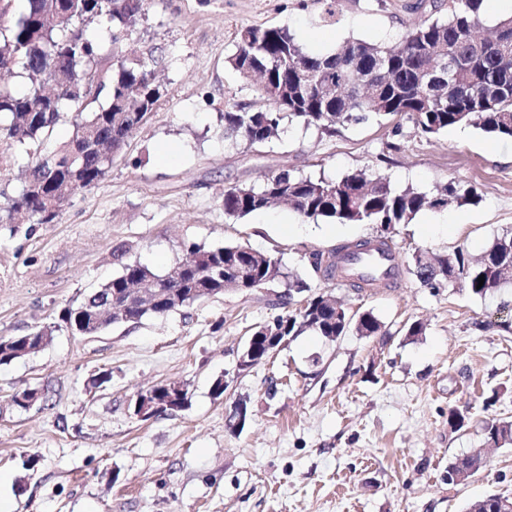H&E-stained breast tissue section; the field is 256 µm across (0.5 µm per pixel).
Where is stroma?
I'll list each match as a JSON object with an SVG mask.
<instances>
[{"label":"stroma","instance_id":"stroma-1","mask_svg":"<svg viewBox=\"0 0 512 512\" xmlns=\"http://www.w3.org/2000/svg\"><path fill=\"white\" fill-rule=\"evenodd\" d=\"M387 2L381 11L375 0H338L324 22L315 0H144L115 49L158 58L159 103L54 223L0 226V337L59 326L46 347L0 365V512H467L489 494L512 498V441L488 448L481 431L486 420H512V288L479 298L426 287L411 271L415 249L477 257L512 235V140L465 125L427 137L397 118L332 135L287 118L264 146L224 137L225 110L266 106L227 63L241 27H285L308 49L323 39L391 45L430 15L414 0ZM283 168L330 180L364 170L429 192L456 182L479 200L445 208L437 230L425 210L387 231L302 222L283 206L226 216V188ZM383 234L402 268L397 286L356 290L313 277L306 252ZM236 243L279 258L350 314L373 312L384 335L352 330L329 342L306 332L237 372L248 336L279 312L278 285L94 336L59 324L64 309L120 273L118 247L160 274L189 245ZM416 321L425 332L408 337ZM103 372L109 382L93 387ZM224 377L229 386L215 396ZM169 382L186 386L189 406L136 416L138 392ZM27 388L41 398L12 406ZM241 401L246 422L230 428ZM452 408L466 417L462 429L448 425ZM477 452L485 465L448 483L449 462Z\"/></svg>","mask_w":512,"mask_h":512}]
</instances>
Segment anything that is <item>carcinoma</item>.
Returning a JSON list of instances; mask_svg holds the SVG:
<instances>
[{
  "label": "carcinoma",
  "mask_w": 512,
  "mask_h": 512,
  "mask_svg": "<svg viewBox=\"0 0 512 512\" xmlns=\"http://www.w3.org/2000/svg\"><path fill=\"white\" fill-rule=\"evenodd\" d=\"M17 17L0 18V171L10 165L8 151L15 143L27 146L30 182L0 201V224H15L23 217L34 224H50L61 203L97 182L112 163V148L119 147L142 125L162 97L156 81L157 61L136 53L112 62L117 41L113 29L130 27L142 16L144 0H27ZM481 0H448L447 8L434 5L439 17L409 27L391 47L360 39L346 41L336 51L313 56L285 27L247 26L238 32L236 52L228 64L248 79L251 70L266 73L258 91L268 102L265 109L237 105L224 112V138L249 145H264L278 137L284 116L324 132L359 124L375 114L411 123L421 134L436 135L451 126L468 125L499 139H512V18L497 21L487 35L480 16ZM107 24L108 40L99 39L89 25ZM387 60L390 79L377 91V101L341 96L325 99L316 85L340 82L351 73H371ZM307 71L311 84L302 89L290 76V63ZM448 64L451 76L446 97L436 99L437 85L419 82L425 70L438 75ZM27 79L23 88L12 81L15 74ZM72 114L71 137L57 143L52 133L64 115ZM478 195L469 188L448 183L434 191L399 188L381 175L363 170L336 180L312 178L291 170L267 176L261 183L224 190V212L242 218L275 203L287 205L299 218L325 219L339 224H377L388 228L410 223L424 209L449 204H474ZM512 235L494 238L484 251L489 263L473 262L461 248L444 255L416 250L414 273L421 284L434 288L460 282L480 298L512 283L503 279L498 261L512 262ZM242 244L204 249L190 245L200 258L175 281L163 279L140 263L123 264L120 276L104 284L79 306L67 309L65 327L84 334L91 313H103L101 323L137 324L153 315L156 307L125 304L130 288H159L160 296H175L181 307L224 294V278L235 276L248 263L246 291L266 287L271 269L286 279L288 293H310L305 307L283 316L288 335L310 330L335 341L355 328L363 336H377L381 322L371 312L348 316L346 308L322 293L311 292L303 279L283 271L281 260L255 252L250 261L237 256ZM362 245L343 243L328 252L313 250L307 261L323 280L339 275V260ZM483 286H478L479 276ZM56 327L42 326L0 345V365L25 357L48 345ZM484 440L495 446L512 440V421L490 420L483 427Z\"/></svg>",
  "instance_id": "1"
}]
</instances>
